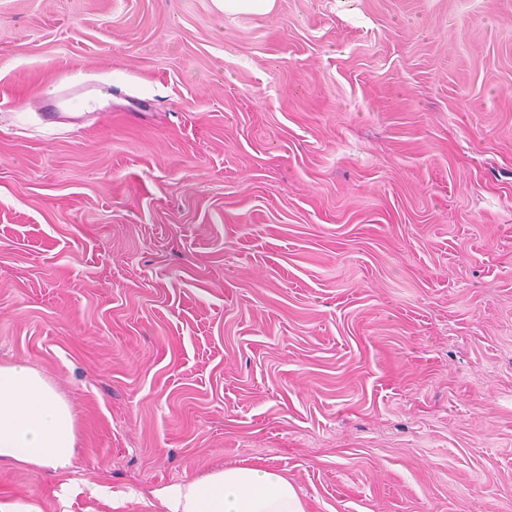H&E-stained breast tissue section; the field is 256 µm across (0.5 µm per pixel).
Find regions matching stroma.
<instances>
[{"instance_id":"stroma-1","label":"stroma","mask_w":512,"mask_h":512,"mask_svg":"<svg viewBox=\"0 0 512 512\" xmlns=\"http://www.w3.org/2000/svg\"><path fill=\"white\" fill-rule=\"evenodd\" d=\"M0 362L77 422L0 502L512 512V0H0ZM224 13L264 12L272 9L275 0H214ZM105 90L101 84H91L85 79L71 82L52 92L53 98L49 104L52 111L50 117L63 108H83L92 106L95 99ZM168 512H306L295 487L280 473L227 467L162 492Z\"/></svg>"}]
</instances>
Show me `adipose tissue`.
<instances>
[{
  "mask_svg": "<svg viewBox=\"0 0 512 512\" xmlns=\"http://www.w3.org/2000/svg\"><path fill=\"white\" fill-rule=\"evenodd\" d=\"M76 419L68 400L37 368L0 364V465L67 472L75 456ZM167 512H306L280 473L227 467L166 488Z\"/></svg>",
  "mask_w": 512,
  "mask_h": 512,
  "instance_id": "1",
  "label": "adipose tissue"
}]
</instances>
